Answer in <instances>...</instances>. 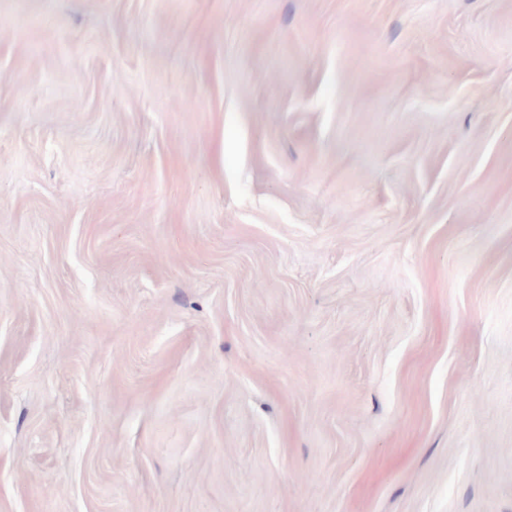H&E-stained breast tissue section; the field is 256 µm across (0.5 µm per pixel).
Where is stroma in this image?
Instances as JSON below:
<instances>
[{
	"mask_svg": "<svg viewBox=\"0 0 512 512\" xmlns=\"http://www.w3.org/2000/svg\"><path fill=\"white\" fill-rule=\"evenodd\" d=\"M0 512H512V0H0Z\"/></svg>",
	"mask_w": 512,
	"mask_h": 512,
	"instance_id": "obj_1",
	"label": "stroma"
}]
</instances>
